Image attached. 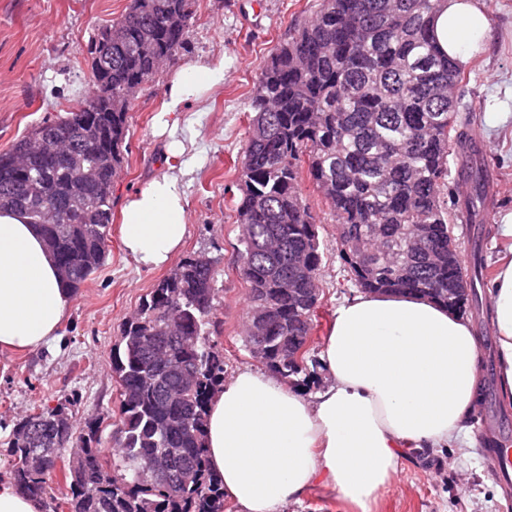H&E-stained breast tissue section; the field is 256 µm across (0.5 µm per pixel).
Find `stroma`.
Instances as JSON below:
<instances>
[{
	"label": "stroma",
	"mask_w": 512,
	"mask_h": 512,
	"mask_svg": "<svg viewBox=\"0 0 512 512\" xmlns=\"http://www.w3.org/2000/svg\"><path fill=\"white\" fill-rule=\"evenodd\" d=\"M489 21L486 41L463 66L460 94L476 108L470 129L478 135L496 185V215L512 212V0H478ZM186 49L139 93L125 140L126 163L112 185V231L105 264L74 296L60 341L36 353L0 352V478L15 460L6 443L17 419L69 402L76 422H103L101 448L114 446L119 387L112 351L119 326L168 268L139 267L123 249L119 216L126 198L145 181L190 163L184 178L188 231L182 255L203 253L215 262L218 288L216 338L224 353V377L262 370L245 346L248 286L233 264L240 156L252 116L253 86L276 48L314 17L318 0H197ZM129 0H0V151L45 119L65 112L92 91L87 46L98 30L119 19ZM224 59V77L204 104L187 103L177 138L186 156L167 157L155 117L167 98L169 70L186 62ZM505 113L502 121L494 113ZM301 188L318 227L324 254L318 327L311 339L304 388L315 393L331 382L321 350L337 308L357 294L340 259L333 213L309 180ZM454 235L463 267L471 265L474 237L495 267L501 251L495 223L457 222ZM462 442L402 457L391 485L371 512H512L480 451L477 421Z\"/></svg>",
	"instance_id": "35a3bbf8"
}]
</instances>
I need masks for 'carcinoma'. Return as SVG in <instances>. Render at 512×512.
Listing matches in <instances>:
<instances>
[{"mask_svg":"<svg viewBox=\"0 0 512 512\" xmlns=\"http://www.w3.org/2000/svg\"><path fill=\"white\" fill-rule=\"evenodd\" d=\"M442 0H320L316 17L281 44L250 98L242 152L240 227L233 257L249 288V352L282 379L306 372L318 307L322 252L304 199L302 174L336 219V240L350 279L365 292L430 298L480 316L477 284L485 266L474 259L465 276L454 224L479 217L485 203L484 163L464 128L458 64L432 33ZM196 0H130L112 37L88 47L94 93L35 127L43 156L18 166L27 138L0 152V209L25 214L52 247L63 283L76 292L107 258L112 183L125 163L123 144L132 103L189 39ZM99 171L94 188L70 198L75 169L59 154L84 153ZM469 193L448 209L443 187L450 165ZM42 184L33 202L26 188ZM421 224L423 248L407 230ZM467 279L471 293L448 305V289ZM213 264L185 257L145 294L120 326L112 353L119 384V427L112 465L104 461L100 421L77 427L71 404L23 417L8 448L13 481L41 502L42 512H224V487L208 466L204 424L224 384ZM52 442L44 464L38 441ZM75 446L65 469L63 503L45 501L47 481ZM174 454L178 488L140 477L147 462Z\"/></svg>","mask_w":512,"mask_h":512,"instance_id":"1","label":"carcinoma"}]
</instances>
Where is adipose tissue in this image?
I'll list each match as a JSON object with an SVG mask.
<instances>
[{"label": "adipose tissue", "instance_id": "adipose-tissue-1", "mask_svg": "<svg viewBox=\"0 0 512 512\" xmlns=\"http://www.w3.org/2000/svg\"><path fill=\"white\" fill-rule=\"evenodd\" d=\"M474 0H443L438 45L458 63L484 40ZM224 61L190 62L169 80L162 116L199 101ZM150 179L123 207L122 243L140 265H166L187 233L182 179ZM503 392L512 396V258L490 286ZM56 262L22 213L0 211V349L37 351L59 336L73 305ZM479 338L461 316L409 294L364 293L336 310L321 361L333 382L313 395L244 369L212 398L205 448L241 512H280L314 486L369 512L405 451L458 440L478 392Z\"/></svg>", "mask_w": 512, "mask_h": 512}]
</instances>
